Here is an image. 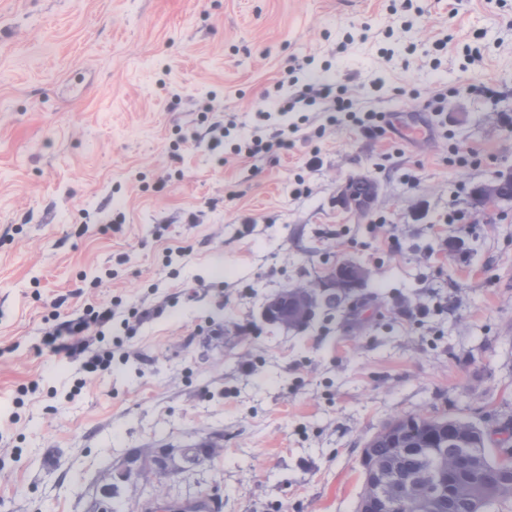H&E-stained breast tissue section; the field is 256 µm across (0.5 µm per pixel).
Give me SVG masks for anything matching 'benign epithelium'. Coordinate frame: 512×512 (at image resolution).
<instances>
[{"mask_svg": "<svg viewBox=\"0 0 512 512\" xmlns=\"http://www.w3.org/2000/svg\"><path fill=\"white\" fill-rule=\"evenodd\" d=\"M369 176L359 175L348 180L339 190L338 204L346 211L358 216L367 215L378 194L377 186H372L367 194L359 198L354 193V184L358 181H367ZM512 169L498 173L490 181L482 184L485 196L493 202L512 201ZM368 277L367 270L360 264L352 261L343 262L328 270L318 278L311 288L290 287L270 298L265 307L269 308L278 317V322L287 327L297 326L312 319L316 310L330 297L352 287L365 283ZM368 481L375 487V493L359 503L358 512H393L394 503L384 489L389 483V477L382 472L366 474ZM434 486V496L438 499L452 494V478L443 472H434L430 475Z\"/></svg>", "mask_w": 512, "mask_h": 512, "instance_id": "7a95c632", "label": "benign epithelium"}]
</instances>
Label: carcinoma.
I'll list each match as a JSON object with an SVG mask.
<instances>
[{
    "label": "carcinoma",
    "mask_w": 512,
    "mask_h": 512,
    "mask_svg": "<svg viewBox=\"0 0 512 512\" xmlns=\"http://www.w3.org/2000/svg\"><path fill=\"white\" fill-rule=\"evenodd\" d=\"M398 428L408 441L425 442L437 436V454L430 459L396 450L389 433ZM486 434L476 424L450 417L411 414L390 421L365 444L363 456L371 466L385 467L399 475L402 482L391 489L401 504L432 508L434 512H491L498 504L512 501V473L502 469L487 451ZM174 453L172 448L135 449L124 458L126 479L136 484L146 474L164 463ZM437 467L457 475L453 496L432 502L425 471Z\"/></svg>",
    "instance_id": "cac0c4a2"
}]
</instances>
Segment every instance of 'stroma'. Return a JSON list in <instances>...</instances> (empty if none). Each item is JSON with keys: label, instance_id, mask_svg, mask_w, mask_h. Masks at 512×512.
I'll use <instances>...</instances> for the list:
<instances>
[{"label": "stroma", "instance_id": "1", "mask_svg": "<svg viewBox=\"0 0 512 512\" xmlns=\"http://www.w3.org/2000/svg\"><path fill=\"white\" fill-rule=\"evenodd\" d=\"M295 59L406 123L447 88L440 122L411 143L345 120L275 159L179 146L206 104L275 111ZM509 168L512 0H0V512H90L129 450L204 442L219 456L177 461L166 504L355 512L365 443L419 412L501 455L512 204L467 200ZM359 174L363 217L336 203ZM344 260L368 279L340 306L261 318ZM110 300L147 316L106 330L108 370L42 345Z\"/></svg>", "mask_w": 512, "mask_h": 512}]
</instances>
